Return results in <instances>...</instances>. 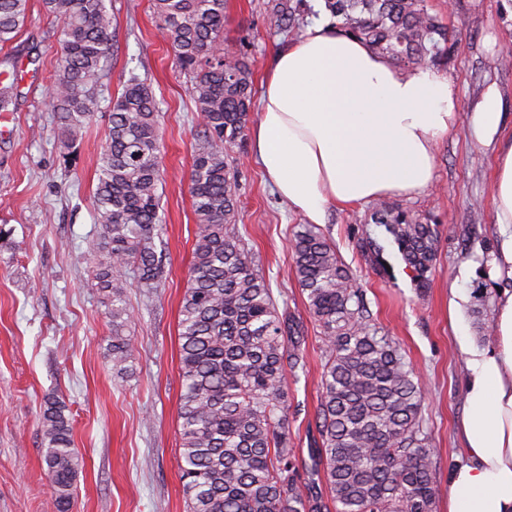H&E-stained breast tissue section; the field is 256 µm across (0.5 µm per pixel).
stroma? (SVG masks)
Instances as JSON below:
<instances>
[{"label": "stroma", "instance_id": "obj_1", "mask_svg": "<svg viewBox=\"0 0 512 512\" xmlns=\"http://www.w3.org/2000/svg\"><path fill=\"white\" fill-rule=\"evenodd\" d=\"M268 0H226L224 45L248 40L253 80L261 82L290 37L269 30ZM116 47L101 106L71 145L57 137L49 98L61 24L42 0H28V19L1 51L33 63L21 82L11 136L0 139V512H52L45 474L42 414L64 404L81 458L72 512H185L179 472L177 410L181 393L178 320L195 242L190 186L199 118L189 77L178 67L153 0H106ZM448 32L439 65L467 108L435 150L432 187L390 205L437 225L440 243L425 291L405 269L398 247L376 224L374 203L330 210L320 230L363 289L372 324L393 337L424 385L423 426L436 455V512L448 510V472L460 453L467 357L461 342L490 345L502 286L492 258L500 235L491 194L488 148L471 131V105L489 86L502 96V127L512 130V0H425ZM158 102L162 180L160 246L165 267L157 287L130 285L126 327L135 346L130 369L112 370V320L95 288L90 248L100 227L93 192L109 129L111 100L129 76ZM235 231L269 281L280 315L298 323L306 370L289 377V441L311 464L323 366L322 331L293 271L289 248L304 219L276 195L250 148L233 153ZM373 241L378 251L365 249ZM456 312H449L452 295Z\"/></svg>", "mask_w": 512, "mask_h": 512}]
</instances>
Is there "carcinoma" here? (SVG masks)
Returning a JSON list of instances; mask_svg holds the SVG:
<instances>
[{"mask_svg": "<svg viewBox=\"0 0 512 512\" xmlns=\"http://www.w3.org/2000/svg\"><path fill=\"white\" fill-rule=\"evenodd\" d=\"M62 25L49 97L61 142L74 140L100 107L113 52L105 0H42ZM175 60L191 78L199 112L190 194L196 216L180 306V480L188 512H434L436 462L422 430L423 388L399 344L370 324L361 288L314 224L294 235V271L323 334L318 448L301 481L288 441L286 378L305 369L299 331L279 315L269 283L233 228L237 185L229 158L242 147L253 108V60L224 48L225 0H154ZM345 34L398 63L445 53L444 28L424 0H326ZM28 0H0V44L27 21ZM292 0H268L270 29L299 30ZM14 58L0 59V112L18 97ZM110 127L93 195L101 236L93 278L112 318V370L127 373L128 271L153 288L163 273L160 136L149 86L131 79L109 105ZM377 223L425 287L437 257V226L381 203ZM43 456L56 512H70L80 466L64 406L43 412ZM323 475L329 494L319 492Z\"/></svg>", "mask_w": 512, "mask_h": 512, "instance_id": "cac0c4a2", "label": "carcinoma"}]
</instances>
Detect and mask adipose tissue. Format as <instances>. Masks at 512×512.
<instances>
[{"label": "adipose tissue", "mask_w": 512, "mask_h": 512, "mask_svg": "<svg viewBox=\"0 0 512 512\" xmlns=\"http://www.w3.org/2000/svg\"><path fill=\"white\" fill-rule=\"evenodd\" d=\"M465 105L444 72L407 73L364 43L317 23L273 58L251 130L252 155L279 197L309 223L329 207L425 193L435 148ZM502 97L489 86L472 134L493 146L494 221L502 242L491 349L465 347L464 457L448 474V512H512V135L500 136Z\"/></svg>", "instance_id": "ef3b65f1"}]
</instances>
